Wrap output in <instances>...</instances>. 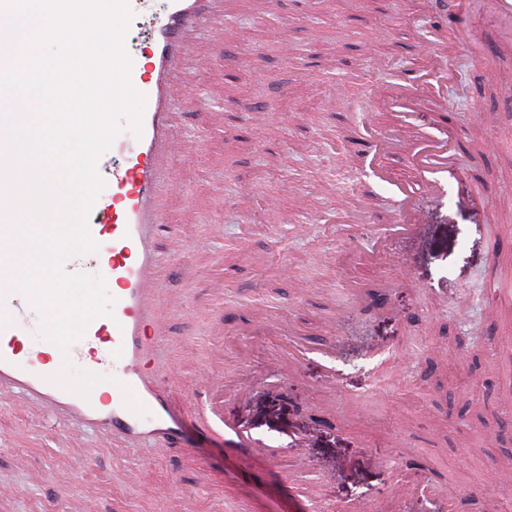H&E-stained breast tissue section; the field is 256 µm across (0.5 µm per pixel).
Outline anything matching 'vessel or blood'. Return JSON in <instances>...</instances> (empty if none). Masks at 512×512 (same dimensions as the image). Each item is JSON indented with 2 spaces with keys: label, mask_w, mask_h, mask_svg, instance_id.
Returning a JSON list of instances; mask_svg holds the SVG:
<instances>
[{
  "label": "vessel or blood",
  "mask_w": 512,
  "mask_h": 512,
  "mask_svg": "<svg viewBox=\"0 0 512 512\" xmlns=\"http://www.w3.org/2000/svg\"><path fill=\"white\" fill-rule=\"evenodd\" d=\"M209 2L167 0L164 17L150 24L148 53L131 52L130 81L144 97L142 133L122 130L98 158L96 171L111 181L112 190L98 196L87 219L90 235L100 242L104 256L84 264L73 257L65 264L67 272L101 276L114 285L111 314L91 320L79 346L67 352L71 364L78 365L85 359V346L104 343V353L89 370L111 368L113 384L94 386L83 398L47 382L50 370L43 358L33 357L15 341L28 328L29 296L14 293L0 305L8 313L7 319L0 320V394L24 397L32 415L52 410L83 430L134 442L157 437L176 445L183 442L181 412L164 386L165 381L176 380L179 372L161 351L169 311L157 303L159 256L151 238L164 221L155 197L161 155L173 135V106L192 94L188 85L167 83L166 76L180 63L184 32L201 25ZM438 4L455 19L458 41H465L469 24L461 0H420L425 10ZM126 386L144 405V415L126 407L122 392ZM199 423L204 432L219 430L230 436L236 447H255L248 435L226 424L215 409H204Z\"/></svg>",
  "instance_id": "1"
}]
</instances>
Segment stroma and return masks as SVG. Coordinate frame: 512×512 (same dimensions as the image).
Wrapping results in <instances>:
<instances>
[{"instance_id": "35a3bbf8", "label": "stroma", "mask_w": 512, "mask_h": 512, "mask_svg": "<svg viewBox=\"0 0 512 512\" xmlns=\"http://www.w3.org/2000/svg\"><path fill=\"white\" fill-rule=\"evenodd\" d=\"M454 21L415 0H224L172 75L192 87L169 161L179 196L161 193L157 235L164 348L181 362L172 392L187 449L115 450L0 397V512H512V48L475 57ZM447 42L452 107L408 106L427 80L417 42ZM317 83H309L308 74ZM378 94L368 97L367 85ZM219 118L202 124L199 113ZM453 137L457 164L426 184L412 153L359 150L374 128ZM414 188L422 221L396 234L393 188ZM373 211L353 218L358 201ZM281 221H267L269 210ZM298 346L295 368L270 357ZM209 362L217 386L185 383ZM212 406L259 451L203 434ZM302 440L299 466L292 445ZM412 499L394 503L396 482ZM456 486L463 500H438Z\"/></svg>"}]
</instances>
